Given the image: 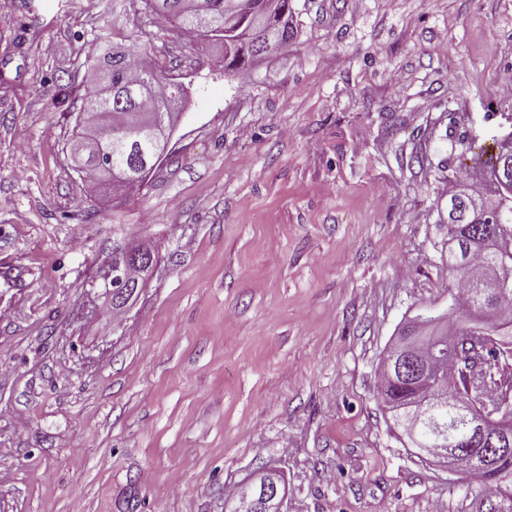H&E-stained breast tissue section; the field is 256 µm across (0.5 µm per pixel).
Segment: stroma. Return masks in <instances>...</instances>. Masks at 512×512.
<instances>
[{
  "label": "stroma",
  "instance_id": "stroma-1",
  "mask_svg": "<svg viewBox=\"0 0 512 512\" xmlns=\"http://www.w3.org/2000/svg\"><path fill=\"white\" fill-rule=\"evenodd\" d=\"M287 47L224 72L142 0H0V512H490L376 400L448 305L449 124L512 133V0H291ZM184 81L168 157L122 196L67 151L101 36ZM157 261L132 307L114 247ZM149 258L153 260L152 254L145 248L120 249L112 256L104 278V294L115 306L123 308L131 301L140 287L135 269L144 267ZM282 492L278 482L273 475L265 479L264 495L262 501L258 502L257 498L253 497L249 490H245L238 501L226 512H242L235 511V509L253 508L254 512H284L282 502Z\"/></svg>",
  "mask_w": 512,
  "mask_h": 512
}]
</instances>
